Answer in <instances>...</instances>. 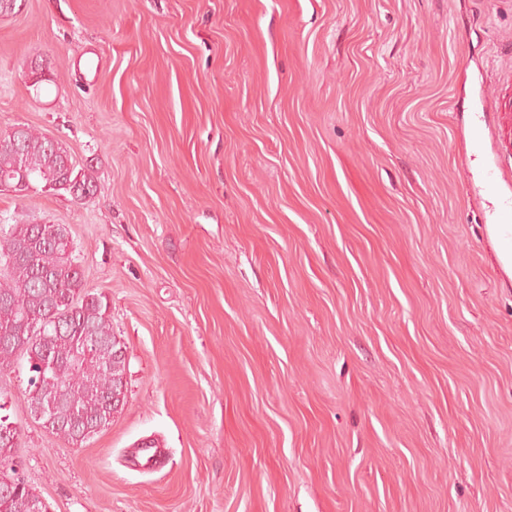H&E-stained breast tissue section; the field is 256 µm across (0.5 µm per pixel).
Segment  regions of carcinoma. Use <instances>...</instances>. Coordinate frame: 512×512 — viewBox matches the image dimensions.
I'll return each instance as SVG.
<instances>
[{"mask_svg":"<svg viewBox=\"0 0 512 512\" xmlns=\"http://www.w3.org/2000/svg\"><path fill=\"white\" fill-rule=\"evenodd\" d=\"M22 168L31 178L29 191H70L80 179L91 190V176L77 168L61 142L22 125L18 149H0V176ZM73 242L60 224H0V258H12L0 273V370L19 357L34 361L27 410L41 412L39 422L73 445H81L112 423L125 404L126 361L112 331L105 294L85 288L83 274L71 259ZM89 349L74 368V353ZM55 365L40 373V364ZM67 399L50 405L53 389ZM14 445L0 437V512H38L39 495L10 466Z\"/></svg>","mask_w":512,"mask_h":512,"instance_id":"carcinoma-1","label":"carcinoma"}]
</instances>
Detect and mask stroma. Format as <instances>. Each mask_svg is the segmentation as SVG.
I'll list each match as a JSON object with an SVG mask.
<instances>
[{
	"mask_svg": "<svg viewBox=\"0 0 512 512\" xmlns=\"http://www.w3.org/2000/svg\"><path fill=\"white\" fill-rule=\"evenodd\" d=\"M20 124L97 189L0 224L67 227L126 358L79 446L0 373L49 512H512V0H17ZM506 218L499 224H489V237L493 243L498 260L506 274L512 280V211L506 210Z\"/></svg>",
	"mask_w": 512,
	"mask_h": 512,
	"instance_id": "stroma-1",
	"label": "stroma"
}]
</instances>
